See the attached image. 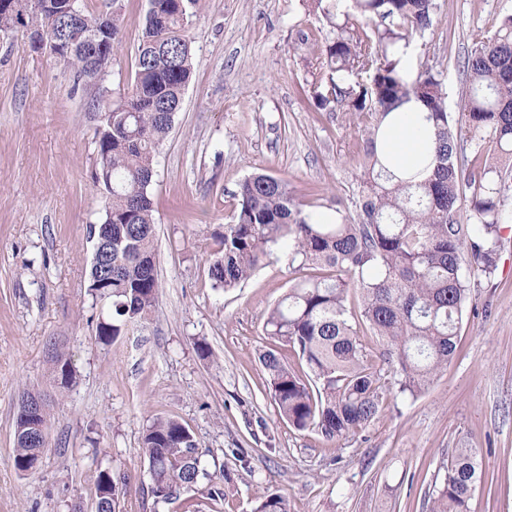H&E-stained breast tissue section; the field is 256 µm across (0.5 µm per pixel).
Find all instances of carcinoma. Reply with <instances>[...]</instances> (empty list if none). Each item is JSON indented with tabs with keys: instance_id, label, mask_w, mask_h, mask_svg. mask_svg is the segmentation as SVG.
<instances>
[{
	"instance_id": "cac0c4a2",
	"label": "carcinoma",
	"mask_w": 512,
	"mask_h": 512,
	"mask_svg": "<svg viewBox=\"0 0 512 512\" xmlns=\"http://www.w3.org/2000/svg\"><path fill=\"white\" fill-rule=\"evenodd\" d=\"M148 2L131 91L105 108V136L96 142V177H112V196L96 226L97 235L112 236V271L91 265L87 289L92 294L100 283L110 284L112 316L97 325L98 339L106 344L145 320L159 295L148 188L193 71L187 19L200 0ZM309 6L333 33L317 56L314 99L321 109L350 113L361 132L356 214L338 208L335 223L320 224L287 179L253 173L239 184L233 223L224 225L208 273L214 287L228 291L251 277L270 247L288 248L294 270L303 276L269 310L265 328L298 355L306 372H296L273 350L259 359L281 416L298 431L340 440L367 429L381 412L383 367L394 369L402 395L414 397L430 386L456 351L471 281L497 268L500 226L512 222L506 209L512 185L508 170L484 156L491 149L512 160V15L491 34H472L462 71L466 94L452 114L439 72L426 62L413 64L410 54L414 39L433 27L437 0H309ZM79 14L68 24L54 20L56 35L82 46L104 29L110 42L98 59L77 53L64 65L97 79L119 45L122 0H112V11L98 14L81 4ZM357 71L370 73V83H351ZM412 99L431 123V147L416 173L396 166L381 142L388 117ZM466 135L475 148L464 162ZM465 186L472 196L463 217L459 200ZM309 269L320 274L308 275ZM354 289L361 295L356 308L349 306ZM362 326L381 345L376 357L361 339ZM50 371L60 387L74 383L75 370L63 350L52 354ZM44 447L15 437V468L37 470ZM143 448L159 500L208 476L193 436L173 418H155ZM479 454L477 448L452 451L429 495V512H471ZM90 481L101 512H120L125 482L108 468L95 469ZM254 512H288V502L266 495Z\"/></svg>"
}]
</instances>
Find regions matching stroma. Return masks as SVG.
Instances as JSON below:
<instances>
[{
  "instance_id": "stroma-1",
  "label": "stroma",
  "mask_w": 512,
  "mask_h": 512,
  "mask_svg": "<svg viewBox=\"0 0 512 512\" xmlns=\"http://www.w3.org/2000/svg\"><path fill=\"white\" fill-rule=\"evenodd\" d=\"M122 47L94 83L77 77L25 32L0 36V512H94L97 467L127 480L122 512H254L279 494L288 512H427L453 449L480 451L472 512H512V224L498 268L475 281L455 355L429 390L388 394L356 437L329 440L282 419L259 354L271 347L267 309L299 280L272 247L238 288L213 287L210 260L248 174L287 179L309 212L354 209L358 128L311 97L329 35L307 0H204L189 36L194 71L149 189L162 288L155 309L111 343L97 325L112 309L87 291L89 227L104 218L95 184L103 104L134 77L148 0H122ZM512 0H438L414 56L440 72L449 111L462 94L474 32L491 33ZM209 356H202L199 344ZM73 386L58 392L55 347ZM45 393L48 444L38 470L13 463L24 391ZM189 429L224 497L202 487L154 498L143 448L153 418ZM49 362L51 374L60 387L69 388L72 386L76 373L66 353L62 349H56Z\"/></svg>"
}]
</instances>
